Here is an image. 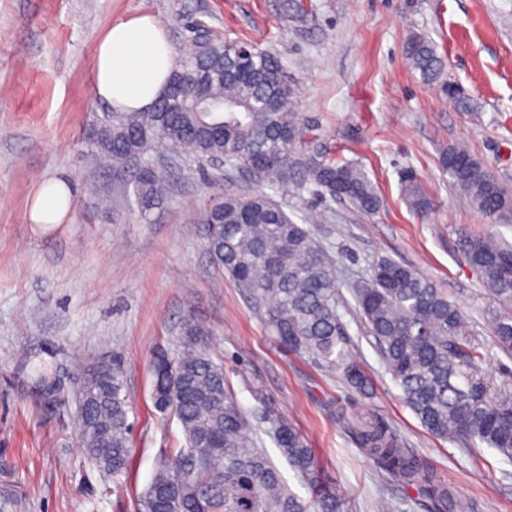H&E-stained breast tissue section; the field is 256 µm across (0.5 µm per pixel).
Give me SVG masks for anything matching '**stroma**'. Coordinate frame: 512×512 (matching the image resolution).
<instances>
[{"label": "stroma", "instance_id": "obj_1", "mask_svg": "<svg viewBox=\"0 0 512 512\" xmlns=\"http://www.w3.org/2000/svg\"><path fill=\"white\" fill-rule=\"evenodd\" d=\"M0 0V512H137L156 461L185 444L177 418L156 409L150 364L175 352L184 319L212 332L245 411L262 385L306 435L348 512H423L415 487L387 474L351 438L346 420L384 422L404 448L453 487L456 512H512V462L486 445L436 439L419 423L368 336L353 297L379 257L416 269L461 309L478 344L480 394L512 392V352L492 335L497 301L463 242H512L456 191L440 165L462 144L512 192V0ZM139 13L169 30L176 55L198 31L282 55L313 145L362 165L382 199L372 215L340 201L289 199L336 261L341 316L354 361L373 383L364 397L339 372L282 350L213 262L201 213L211 194L193 164L178 163L165 206L144 223L130 179L100 168L83 136L107 104L93 91L95 45L112 22ZM437 47L443 78L424 81L404 55L410 36ZM470 99L462 109L446 82ZM413 169L432 202L407 205L400 173ZM75 189L68 221L31 224L44 179ZM119 362L134 423L128 475L100 474L80 445L76 394L85 365ZM54 380L48 400L40 374Z\"/></svg>", "mask_w": 512, "mask_h": 512}]
</instances>
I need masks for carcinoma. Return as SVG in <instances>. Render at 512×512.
<instances>
[{
  "label": "carcinoma",
  "instance_id": "cac0c4a2",
  "mask_svg": "<svg viewBox=\"0 0 512 512\" xmlns=\"http://www.w3.org/2000/svg\"><path fill=\"white\" fill-rule=\"evenodd\" d=\"M406 59L423 79L441 78L434 44L410 37ZM299 89L288 80L273 49L208 40L174 63L169 89L150 112H107L87 134L93 155L115 171H131L134 204L146 220L167 198L165 171L153 154L191 155L201 171L214 158L247 174L273 194H308L374 214L377 190L362 167L336 160L305 142L307 128L295 112ZM456 188L484 216L512 218V194L462 145L440 159ZM403 192L424 216L430 200L407 170ZM263 191L209 199L202 221L213 261L241 290L270 336L288 352L342 374L361 395L371 381L346 346L338 313L336 263L283 204ZM468 262L502 308L494 336L512 350V244L493 235L465 240ZM356 304L388 372L420 424L451 442L481 443L512 461V392L483 397L468 385L477 350L461 335L463 315L432 282L407 265L380 258L354 290ZM209 329L188 318L171 369L154 361L152 397L173 413L186 444L160 459L138 500V512H343V498L324 483L307 438L282 415L259 385L252 386L255 417L269 425L281 456L312 492L305 500L284 483L279 469L249 436L250 421L226 382L224 365L206 349ZM116 364H87L79 391V435L88 461L118 478L130 467L132 425ZM356 445L395 477L420 487L428 512H454L455 494L399 438L375 419L353 431Z\"/></svg>",
  "mask_w": 512,
  "mask_h": 512
}]
</instances>
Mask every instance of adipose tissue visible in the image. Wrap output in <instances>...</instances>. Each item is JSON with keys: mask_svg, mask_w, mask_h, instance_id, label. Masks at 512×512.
Returning a JSON list of instances; mask_svg holds the SVG:
<instances>
[{"mask_svg": "<svg viewBox=\"0 0 512 512\" xmlns=\"http://www.w3.org/2000/svg\"><path fill=\"white\" fill-rule=\"evenodd\" d=\"M174 49L165 26L151 14L113 22L94 50L93 90L117 112H148L166 92ZM66 179L42 181L27 213L32 224H61L72 209Z\"/></svg>", "mask_w": 512, "mask_h": 512, "instance_id": "obj_1", "label": "adipose tissue"}]
</instances>
